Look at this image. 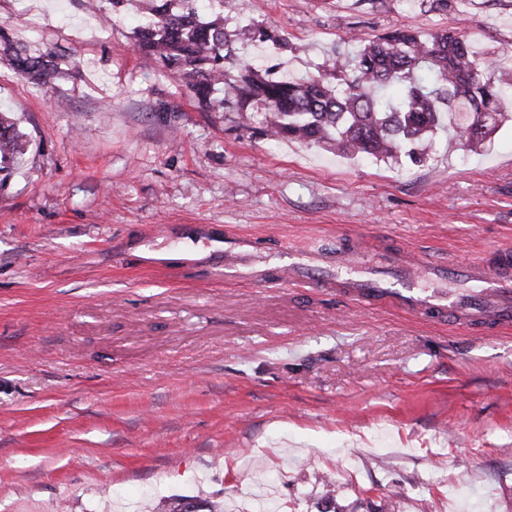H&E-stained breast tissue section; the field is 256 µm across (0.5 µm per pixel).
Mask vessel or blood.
I'll use <instances>...</instances> for the list:
<instances>
[{
    "label": "vessel or blood",
    "instance_id": "obj_1",
    "mask_svg": "<svg viewBox=\"0 0 512 512\" xmlns=\"http://www.w3.org/2000/svg\"><path fill=\"white\" fill-rule=\"evenodd\" d=\"M249 238H237L224 251V276L258 284L265 272L252 262ZM333 270L325 287L363 309L392 307L471 332L512 328V251L499 249L481 263L454 264L406 250L370 248L358 238L340 241L332 251H292L282 280L305 283L313 271Z\"/></svg>",
    "mask_w": 512,
    "mask_h": 512
}]
</instances>
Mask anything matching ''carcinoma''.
Masks as SVG:
<instances>
[{"mask_svg":"<svg viewBox=\"0 0 512 512\" xmlns=\"http://www.w3.org/2000/svg\"><path fill=\"white\" fill-rule=\"evenodd\" d=\"M152 17L138 27L136 46L179 80L208 108L216 105L270 115L269 133L322 146L347 157L425 160L422 144L444 127L448 150L483 147L512 120V93L500 69L464 38L398 29L364 40L353 53L329 55L317 74L272 77L253 66L217 101L213 92L233 63L224 19L200 20L192 9L173 11L174 0H151ZM18 72L45 84L62 72L59 62L25 47L13 53ZM15 120L0 113V164L24 154Z\"/></svg>","mask_w":512,"mask_h":512,"instance_id":"cac0c4a2","label":"carcinoma"}]
</instances>
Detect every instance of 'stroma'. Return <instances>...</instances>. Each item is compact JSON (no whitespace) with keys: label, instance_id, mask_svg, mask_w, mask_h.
Instances as JSON below:
<instances>
[{"label":"stroma","instance_id":"35a3bbf8","mask_svg":"<svg viewBox=\"0 0 512 512\" xmlns=\"http://www.w3.org/2000/svg\"><path fill=\"white\" fill-rule=\"evenodd\" d=\"M142 7L0 0V512H238L255 481L290 512H512V333L474 336L290 284L292 251L351 229L433 259L512 249V124L476 153L446 134L411 166L271 139L202 107L134 47ZM260 24L287 48L251 41ZM239 57L316 72L347 36L452 30L512 57V0H233ZM68 60L38 85L12 48ZM242 234L266 270L225 281ZM357 463L370 482L328 489ZM0 113V164L5 161H17L24 154L25 143L23 135L15 120Z\"/></svg>","mask_w":512,"mask_h":512}]
</instances>
